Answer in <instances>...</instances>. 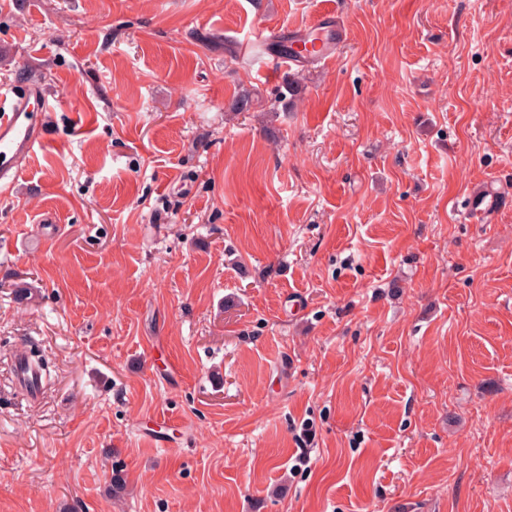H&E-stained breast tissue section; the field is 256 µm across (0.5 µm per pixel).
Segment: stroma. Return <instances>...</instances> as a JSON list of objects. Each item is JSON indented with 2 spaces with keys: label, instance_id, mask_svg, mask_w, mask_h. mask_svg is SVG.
Returning <instances> with one entry per match:
<instances>
[{
  "label": "stroma",
  "instance_id": "35a3bbf8",
  "mask_svg": "<svg viewBox=\"0 0 512 512\" xmlns=\"http://www.w3.org/2000/svg\"><path fill=\"white\" fill-rule=\"evenodd\" d=\"M327 9L328 64L237 51ZM34 70L0 512H512V206L463 218L512 189V0H0ZM512 202L508 194H502L493 187L474 189L470 193V202L465 216L468 219L480 217L495 208L510 205Z\"/></svg>",
  "mask_w": 512,
  "mask_h": 512
}]
</instances>
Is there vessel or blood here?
Returning <instances> with one entry per match:
<instances>
[{
	"instance_id": "obj_1",
	"label": "vessel or blood",
	"mask_w": 512,
	"mask_h": 512,
	"mask_svg": "<svg viewBox=\"0 0 512 512\" xmlns=\"http://www.w3.org/2000/svg\"><path fill=\"white\" fill-rule=\"evenodd\" d=\"M265 41L287 38L300 47L292 56L295 65H307L331 59L347 38L343 22L327 13L302 27H273L260 31ZM48 90L44 82L31 79L24 85L0 94V192L10 193L19 172L43 142L47 117ZM512 204V196L488 187L472 190L467 218L480 217L495 208Z\"/></svg>"
}]
</instances>
